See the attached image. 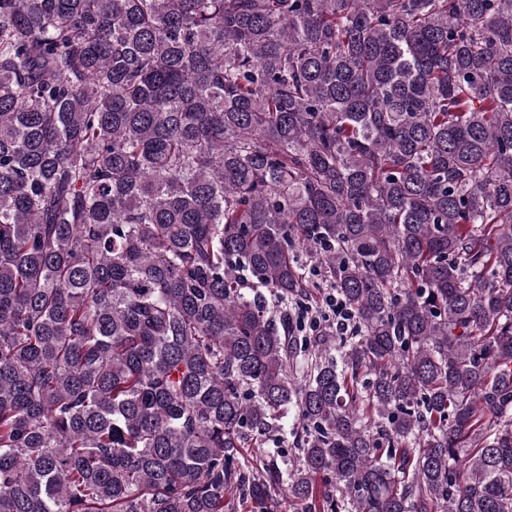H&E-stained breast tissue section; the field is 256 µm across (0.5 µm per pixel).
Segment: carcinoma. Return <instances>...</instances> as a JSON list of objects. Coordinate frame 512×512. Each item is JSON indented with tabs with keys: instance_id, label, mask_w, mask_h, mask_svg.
I'll return each instance as SVG.
<instances>
[{
	"instance_id": "carcinoma-1",
	"label": "carcinoma",
	"mask_w": 512,
	"mask_h": 512,
	"mask_svg": "<svg viewBox=\"0 0 512 512\" xmlns=\"http://www.w3.org/2000/svg\"><path fill=\"white\" fill-rule=\"evenodd\" d=\"M277 489L512 512V0H0V512ZM328 311L324 312L326 321L332 319V325L336 327L337 331L342 330L347 332L349 326L352 324V313L346 302L335 294H329L325 300Z\"/></svg>"
}]
</instances>
